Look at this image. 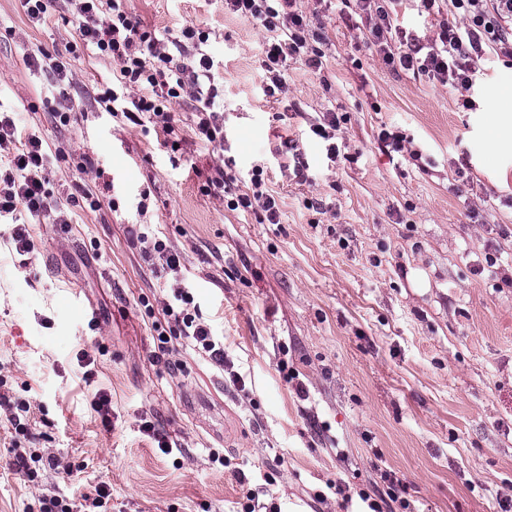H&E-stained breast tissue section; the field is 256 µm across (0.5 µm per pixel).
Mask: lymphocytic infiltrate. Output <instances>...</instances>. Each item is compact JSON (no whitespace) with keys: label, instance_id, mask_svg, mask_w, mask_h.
<instances>
[{"label":"lymphocytic infiltrate","instance_id":"lymphocytic-infiltrate-1","mask_svg":"<svg viewBox=\"0 0 512 512\" xmlns=\"http://www.w3.org/2000/svg\"><path fill=\"white\" fill-rule=\"evenodd\" d=\"M296 0H224V8L250 19L266 34L261 66L267 74L262 85L265 96L284 88L282 67L288 60L302 59L308 68L320 70V53L309 42V20L295 8ZM359 17L369 20L368 41L389 64L424 76L428 82L463 92L465 108H474L471 96L480 63L494 55L512 61V0H451V15L438 19L437 35L423 42L403 29L395 28L397 8L403 0H340ZM76 34V49L112 59L118 69L103 86L100 99L106 111L135 125L152 123L166 136L178 128L170 111L183 97L195 103L194 134L198 139L224 142V119L217 102L214 62L208 54L193 57L188 45L205 43L198 28L187 25L177 33L157 36L132 16L126 0H66ZM28 68L52 75V90L60 107L61 122H69L73 108L67 92L70 82L65 63L49 56H26ZM13 117H0V150L5 151L10 172L0 180V214L25 209L35 216L52 214L54 223H68L62 209L54 208L45 188L51 157L42 140L29 136L23 145L15 143ZM142 253L156 278L175 280L171 300L161 301L171 332H159L160 352H168L174 339H187L195 350L216 364L224 362V345L194 310V295L177 277L181 261L156 233L138 232Z\"/></svg>","mask_w":512,"mask_h":512}]
</instances>
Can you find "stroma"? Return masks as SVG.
Masks as SVG:
<instances>
[{"instance_id":"obj_1","label":"stroma","mask_w":512,"mask_h":512,"mask_svg":"<svg viewBox=\"0 0 512 512\" xmlns=\"http://www.w3.org/2000/svg\"><path fill=\"white\" fill-rule=\"evenodd\" d=\"M297 6L322 34L323 67L289 61L270 98L263 33L224 0H128L150 29L209 34L224 145L178 153L106 112L113 65L72 55L62 0L40 25L0 0V111L24 113L19 139H42L47 188L70 218H0V512L101 483L107 512H370L385 471L402 487L382 512H503L512 499V65L490 61L467 110L460 92L387 65L339 0ZM39 52L69 64L70 125L47 100L50 74L25 64ZM330 112L331 144L310 131ZM384 129L406 150L386 148ZM287 137L298 153H282ZM85 153L99 174L81 169ZM221 162L234 177L222 198L201 190ZM257 166L278 223L226 205ZM138 224L180 253L226 367L190 350L157 357L141 301L162 286ZM18 450L36 456L33 475Z\"/></svg>"}]
</instances>
